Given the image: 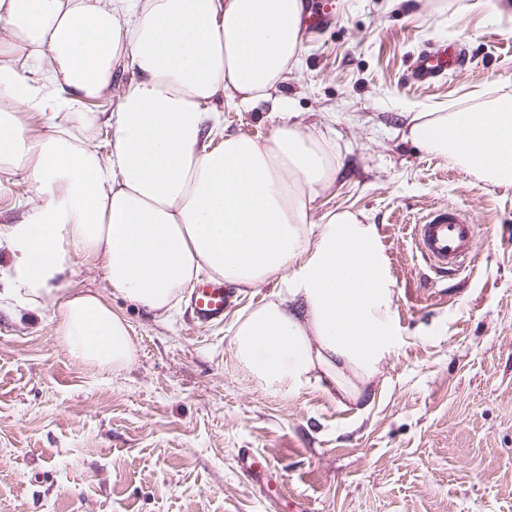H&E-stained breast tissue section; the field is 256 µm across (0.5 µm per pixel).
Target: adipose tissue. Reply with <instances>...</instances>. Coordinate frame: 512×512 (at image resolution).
<instances>
[{
	"instance_id": "obj_1",
	"label": "adipose tissue",
	"mask_w": 512,
	"mask_h": 512,
	"mask_svg": "<svg viewBox=\"0 0 512 512\" xmlns=\"http://www.w3.org/2000/svg\"><path fill=\"white\" fill-rule=\"evenodd\" d=\"M302 0H0V173L33 185L4 236L7 295L52 308L56 339L112 372L134 359L128 322L98 294L69 288L99 259L113 294L169 316L200 274L280 289L238 316L237 368L267 395L316 384L365 404L398 344L396 283L361 212L310 219L340 169L335 143L288 110L265 140L218 132L213 104L270 100L297 67ZM126 77L114 89L116 77ZM114 94L111 111L89 101ZM23 111L67 124L30 132ZM113 131L99 155L79 132ZM409 138L480 180L512 185V103L414 112Z\"/></svg>"
}]
</instances>
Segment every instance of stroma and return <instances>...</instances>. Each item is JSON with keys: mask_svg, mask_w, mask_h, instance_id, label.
I'll return each mask as SVG.
<instances>
[{"mask_svg": "<svg viewBox=\"0 0 512 512\" xmlns=\"http://www.w3.org/2000/svg\"><path fill=\"white\" fill-rule=\"evenodd\" d=\"M459 43L465 68L416 86L415 58ZM280 97L302 127L335 142L341 169L312 221L364 212L396 282L400 344L365 409L319 387L286 397L236 367L232 326L278 290L239 291L220 325L193 322L181 297L158 317L114 295L100 261L70 287L124 316L135 358L100 372L55 340L53 311L4 296L0 249V512H512V185L477 181L406 137L411 112L480 109L512 96V0H337L331 26L301 38ZM225 132L263 140L277 119L217 103ZM33 195L0 174V229ZM456 204L478 225L471 267L433 269L413 226ZM251 450L278 480L267 499L239 470Z\"/></svg>", "mask_w": 512, "mask_h": 512, "instance_id": "1", "label": "stroma"}]
</instances>
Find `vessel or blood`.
Wrapping results in <instances>:
<instances>
[{
	"instance_id": "1",
	"label": "vessel or blood",
	"mask_w": 512,
	"mask_h": 512,
	"mask_svg": "<svg viewBox=\"0 0 512 512\" xmlns=\"http://www.w3.org/2000/svg\"><path fill=\"white\" fill-rule=\"evenodd\" d=\"M334 0H324L320 10L303 15L304 32L313 33L328 27L335 18ZM462 45L444 44L420 53L411 66L410 79L416 84H428L458 72L466 65ZM476 226L460 206L448 204L431 210L422 224L416 225L415 236L423 257L437 269L457 273L472 260ZM232 304V296L223 284L206 282L198 286L190 300L195 323L212 325L223 322L224 312ZM240 470L265 494H272L277 481L268 463L250 451L239 458Z\"/></svg>"
}]
</instances>
